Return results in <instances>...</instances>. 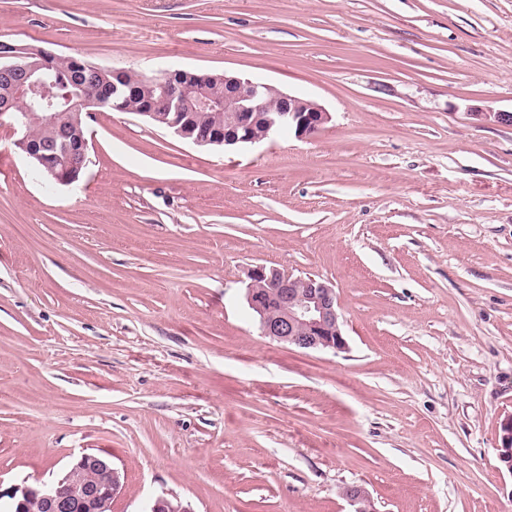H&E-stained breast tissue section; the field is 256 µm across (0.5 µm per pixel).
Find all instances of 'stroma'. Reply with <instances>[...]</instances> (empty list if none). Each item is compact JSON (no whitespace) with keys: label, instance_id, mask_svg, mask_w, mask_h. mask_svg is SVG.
Here are the masks:
<instances>
[{"label":"stroma","instance_id":"1","mask_svg":"<svg viewBox=\"0 0 512 512\" xmlns=\"http://www.w3.org/2000/svg\"><path fill=\"white\" fill-rule=\"evenodd\" d=\"M238 75L313 137L90 120L48 185L0 124V486L94 452L112 512H512V0H0V41ZM330 281L346 351L262 335L246 271ZM63 145L66 148L61 161L64 163L67 175L59 178L63 184H70L77 181L87 167V158L90 150L89 138L86 134L73 136L68 128L58 127ZM499 460L512 472V414L500 422ZM343 496L351 508L347 512H375L376 511L369 494L362 487L349 486L344 490Z\"/></svg>","mask_w":512,"mask_h":512}]
</instances>
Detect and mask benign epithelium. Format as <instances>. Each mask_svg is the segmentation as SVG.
I'll return each instance as SVG.
<instances>
[{"label":"benign epithelium","instance_id":"benign-epithelium-1","mask_svg":"<svg viewBox=\"0 0 512 512\" xmlns=\"http://www.w3.org/2000/svg\"><path fill=\"white\" fill-rule=\"evenodd\" d=\"M6 57L27 60L21 65V86L12 96L0 100V116L9 115L19 133L17 147L28 158L37 159L47 169L56 168L55 155L44 152L32 140L37 125L58 124V106L48 98L49 60L59 54L28 45H12ZM143 80L157 90L156 102L144 107L138 115L160 124L179 137L200 146L239 147L260 144L283 129L298 138L320 132L330 121V113L319 103L291 95L277 87L235 75L200 74L186 69L176 76L166 70ZM219 81L224 85L220 99L190 94L197 83ZM74 106L86 110V117L101 111L104 102L87 95L80 80L74 82ZM220 108L230 115L224 129L210 135H193L183 111ZM66 148L62 162L67 170L59 178L63 184L77 181L87 167L90 150L85 134L73 135L67 128L59 130ZM246 299L259 316L262 334L273 341L287 343L304 350H347L342 332L341 313L333 284L319 277H301L263 265L247 271ZM272 292L264 294L262 289ZM499 460L512 472V414L500 422ZM120 471L112 462L95 453L84 452L72 462L61 477L50 481L17 484L0 490V499L8 498L17 512H112V500L122 491ZM343 496L348 512H375L374 504L359 486H349ZM150 512H194L191 505L176 496L161 495L150 504Z\"/></svg>","mask_w":512,"mask_h":512}]
</instances>
